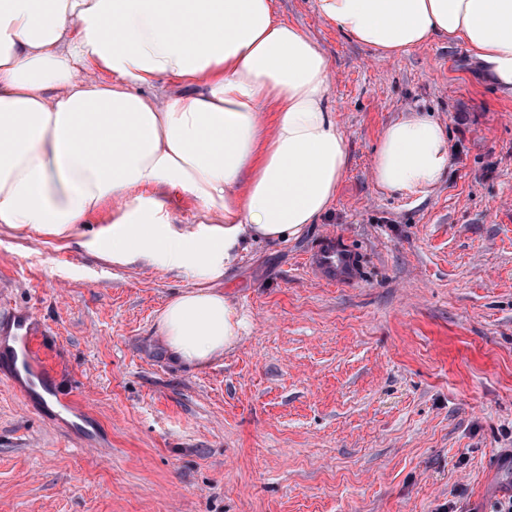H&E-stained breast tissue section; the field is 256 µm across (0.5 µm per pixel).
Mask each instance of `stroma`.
<instances>
[{
    "label": "stroma",
    "instance_id": "stroma-1",
    "mask_svg": "<svg viewBox=\"0 0 512 512\" xmlns=\"http://www.w3.org/2000/svg\"><path fill=\"white\" fill-rule=\"evenodd\" d=\"M327 55L348 164L297 240L252 243L219 287L242 337L202 368L173 360L160 314L192 278L97 249L102 208L71 234L0 224V313L32 311L58 392L25 399L0 360V512H490L512 493V99L466 48L382 57L276 0ZM448 131L427 195L372 177L388 125ZM356 256L327 286L321 242Z\"/></svg>",
    "mask_w": 512,
    "mask_h": 512
}]
</instances>
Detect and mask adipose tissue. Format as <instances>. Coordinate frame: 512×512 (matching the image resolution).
Instances as JSON below:
<instances>
[{"instance_id":"ef3b65f1","label":"adipose tissue","mask_w":512,"mask_h":512,"mask_svg":"<svg viewBox=\"0 0 512 512\" xmlns=\"http://www.w3.org/2000/svg\"><path fill=\"white\" fill-rule=\"evenodd\" d=\"M316 6L382 55L462 43L512 98V0ZM165 79L190 93L153 95ZM330 85L329 59L275 0H0V224L61 235L111 206L113 262L191 276L160 332L175 360L206 366L245 326L217 282L249 242L300 237L336 197L348 155ZM447 167L444 127L415 115L386 128L373 179L423 194ZM175 189L202 230L172 229Z\"/></svg>"}]
</instances>
